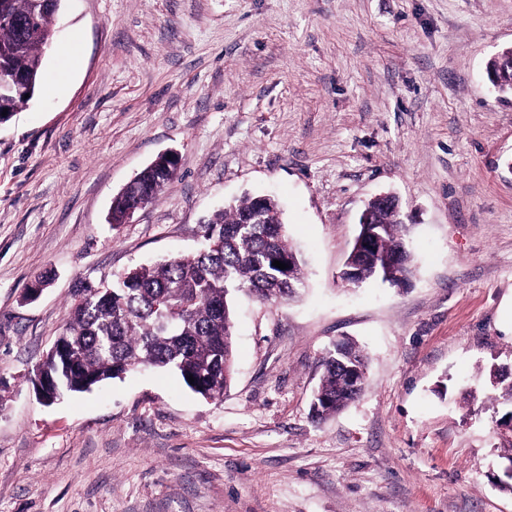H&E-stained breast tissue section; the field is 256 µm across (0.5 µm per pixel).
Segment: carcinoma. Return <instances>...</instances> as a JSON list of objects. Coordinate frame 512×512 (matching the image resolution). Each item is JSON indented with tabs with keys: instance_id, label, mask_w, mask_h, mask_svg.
Masks as SVG:
<instances>
[{
	"instance_id": "obj_1",
	"label": "carcinoma",
	"mask_w": 512,
	"mask_h": 512,
	"mask_svg": "<svg viewBox=\"0 0 512 512\" xmlns=\"http://www.w3.org/2000/svg\"><path fill=\"white\" fill-rule=\"evenodd\" d=\"M62 0H7L9 19L0 20V99L17 108L20 78L35 93L45 43L52 38ZM502 94L512 96V48L488 62ZM167 156L156 157L133 184L112 201L110 224L145 207L175 178ZM360 225L350 257L358 272L345 281L357 287L368 280L393 286L407 283L415 266L407 245L408 225L396 209ZM205 247L199 253L114 275L112 282H81L75 289L69 319L37 370L50 379L47 398L83 393L129 371L149 367L176 373L195 394L212 400L224 396L232 378L233 307L240 296L262 303H284L298 297L303 285L300 260L288 242L279 204L247 196L228 204L201 225ZM371 243L367 248L364 243ZM293 260L291 270L273 266ZM341 358L366 372L367 357L349 340L335 343L322 359V376L314 393L317 418L336 413L355 400L362 388H349L336 366ZM194 382H189V378ZM485 378L489 400L506 408L501 422L512 421V374L497 367Z\"/></svg>"
}]
</instances>
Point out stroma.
Listing matches in <instances>:
<instances>
[{
  "label": "stroma",
  "instance_id": "35a3bbf8",
  "mask_svg": "<svg viewBox=\"0 0 512 512\" xmlns=\"http://www.w3.org/2000/svg\"><path fill=\"white\" fill-rule=\"evenodd\" d=\"M512 0H62L40 90L0 124V512H512ZM179 170L112 228L158 154ZM410 227L406 288L339 275L366 201ZM279 199L300 297L235 302L222 400L137 369L48 405L31 378L79 281L186 256L204 218ZM42 274L50 285L24 295ZM365 389L311 414L339 339ZM487 70L500 82L503 96H512V48H505L489 60ZM485 378V383L489 389L490 396L488 397L491 404L495 406H502L508 409L501 417L500 423H508L504 426L510 432L512 431V374L504 373L497 367L491 366L488 373L484 374L483 370L479 369V379Z\"/></svg>",
  "mask_w": 512,
  "mask_h": 512
}]
</instances>
